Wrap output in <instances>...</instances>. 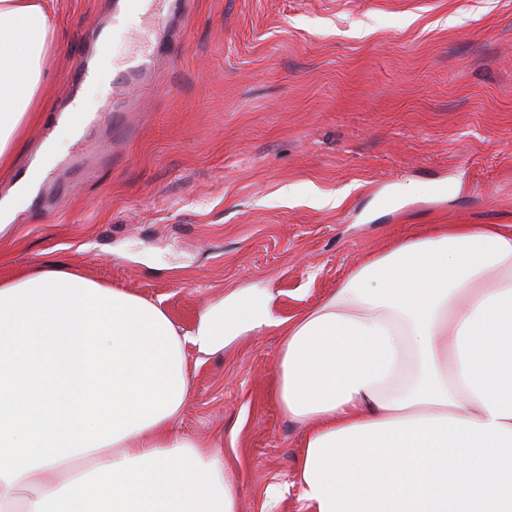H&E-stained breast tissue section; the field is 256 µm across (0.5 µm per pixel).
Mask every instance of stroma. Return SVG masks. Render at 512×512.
<instances>
[{"label": "stroma", "instance_id": "obj_1", "mask_svg": "<svg viewBox=\"0 0 512 512\" xmlns=\"http://www.w3.org/2000/svg\"><path fill=\"white\" fill-rule=\"evenodd\" d=\"M116 0H55L49 108L89 29ZM183 42L156 52L161 88L62 150L0 235V273L45 262L148 299L183 331L237 288L279 316L318 303L408 230L512 225V0H189ZM150 22L110 35L111 79ZM41 124L0 175V200L38 160ZM279 338L188 349L177 423L237 471V512H300L304 429L273 397Z\"/></svg>", "mask_w": 512, "mask_h": 512}]
</instances>
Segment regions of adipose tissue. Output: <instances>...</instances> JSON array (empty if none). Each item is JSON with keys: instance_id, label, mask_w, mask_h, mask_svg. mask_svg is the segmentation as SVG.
Segmentation results:
<instances>
[{"instance_id": "1", "label": "adipose tissue", "mask_w": 512, "mask_h": 512, "mask_svg": "<svg viewBox=\"0 0 512 512\" xmlns=\"http://www.w3.org/2000/svg\"><path fill=\"white\" fill-rule=\"evenodd\" d=\"M53 0H0V173L46 105ZM276 330L306 512H512V225L412 232L281 318L232 291L194 330L78 269L0 277V512H236L175 427L206 354Z\"/></svg>"}]
</instances>
